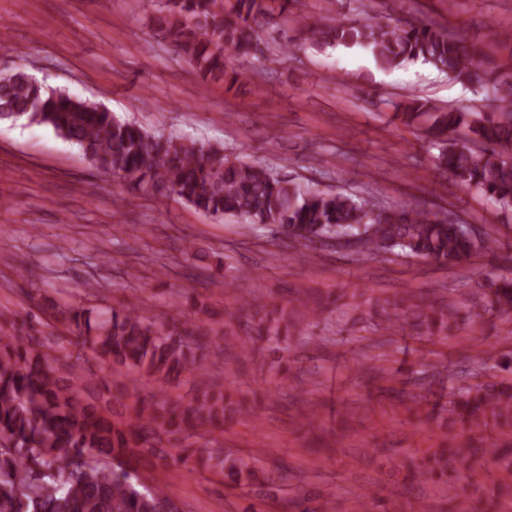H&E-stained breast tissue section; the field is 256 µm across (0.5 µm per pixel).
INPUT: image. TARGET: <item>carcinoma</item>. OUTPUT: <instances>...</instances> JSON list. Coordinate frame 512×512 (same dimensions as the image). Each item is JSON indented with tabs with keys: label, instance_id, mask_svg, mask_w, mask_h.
Wrapping results in <instances>:
<instances>
[{
	"label": "carcinoma",
	"instance_id": "cac0c4a2",
	"mask_svg": "<svg viewBox=\"0 0 512 512\" xmlns=\"http://www.w3.org/2000/svg\"><path fill=\"white\" fill-rule=\"evenodd\" d=\"M291 3L167 0L153 22L205 84L238 82L242 74L228 69V54L265 55L269 43L257 27L274 16L278 48L285 53L305 45L359 47L384 71L421 60L452 80H480L474 44L461 32L400 18L308 22L289 8ZM483 85L486 103L477 110L438 107L411 95L396 105L394 116L438 149L439 172L451 173L512 210V75L488 78ZM0 122L47 126L77 146L101 174L125 180L144 197L166 191L211 217L249 229L272 226L288 245L362 233L363 253L404 254L448 266L497 249L489 234L471 235L460 221H447L416 204L385 206L369 197L301 184L248 159H230L218 147L149 133L100 102L42 85L24 67L0 74ZM338 301L300 298L298 318L292 311L260 308L243 295L240 307L225 311L224 320L195 322L179 314L159 321L132 304L99 318L82 306L60 303L52 305L53 318L66 335L44 343L32 336H0V512H164L172 502L168 487L158 480L144 485L137 475L141 460L180 456L195 434L222 429L226 419L243 412L230 389L207 379L208 337L222 334L249 353L259 343L281 350L303 321L320 318ZM346 306L352 323H370L390 335L446 339L457 324L475 322L452 298L436 302L361 293ZM484 310L512 311L511 278L491 283ZM73 334L97 360L137 378L114 396L106 383L97 392L90 388L87 368L60 372L59 353ZM184 373L194 379L187 403L170 393ZM144 380L153 384L148 397L140 391ZM428 419L441 434L437 448L419 465V475L446 488L470 460L512 466L509 446L449 443L457 427L480 441L490 426L512 438L511 384L463 385L448 404L434 405ZM261 454L260 448L244 456L220 446L208 452L204 466L223 475L229 487L258 484L254 461Z\"/></svg>",
	"mask_w": 512,
	"mask_h": 512
}]
</instances>
